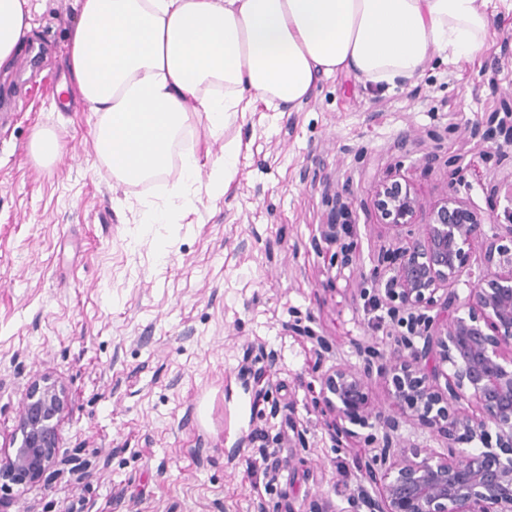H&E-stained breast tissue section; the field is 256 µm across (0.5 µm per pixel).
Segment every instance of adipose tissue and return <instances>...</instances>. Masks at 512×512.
I'll list each match as a JSON object with an SVG mask.
<instances>
[{
  "mask_svg": "<svg viewBox=\"0 0 512 512\" xmlns=\"http://www.w3.org/2000/svg\"><path fill=\"white\" fill-rule=\"evenodd\" d=\"M66 66L95 112V150L121 183L171 169L191 117L210 133L229 113L296 108L319 82L351 74L412 80L432 53H478L491 19L480 0H79ZM31 0H0V69L31 30Z\"/></svg>",
  "mask_w": 512,
  "mask_h": 512,
  "instance_id": "adipose-tissue-1",
  "label": "adipose tissue"
}]
</instances>
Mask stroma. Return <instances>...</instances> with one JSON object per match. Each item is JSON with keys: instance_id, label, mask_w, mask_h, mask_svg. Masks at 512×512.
Listing matches in <instances>:
<instances>
[{"instance_id": "stroma-1", "label": "stroma", "mask_w": 512, "mask_h": 512, "mask_svg": "<svg viewBox=\"0 0 512 512\" xmlns=\"http://www.w3.org/2000/svg\"><path fill=\"white\" fill-rule=\"evenodd\" d=\"M37 2L27 41L38 62L0 70V450L20 437L34 380L62 386L66 407L55 467L1 489L0 512H350L360 485L382 499L384 478L358 466L374 448L359 437L335 447L309 386L318 366L360 365L359 345L387 349L407 331L371 271L422 226L381 221L372 183L396 178L427 207L453 187L483 212L486 187L512 181V145L480 136L512 103V0H487L482 51L455 64L434 54L415 80L334 75L299 108L256 102L214 137L191 120L184 142L202 172L188 208L160 184L117 182L93 146L97 114L75 96L59 106L79 4ZM44 128L63 146L48 165L30 151ZM228 144L236 171L216 198L207 172ZM460 151L474 167L459 174L448 158ZM339 197L355 226L342 268L321 241ZM151 204L165 223H144ZM298 320L331 351L289 332ZM244 432L258 446L272 437L275 493L252 490ZM399 435L408 457L448 456L419 414Z\"/></svg>"}]
</instances>
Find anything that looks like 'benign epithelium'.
<instances>
[{
  "label": "benign epithelium",
  "instance_id": "benign-epithelium-1",
  "mask_svg": "<svg viewBox=\"0 0 512 512\" xmlns=\"http://www.w3.org/2000/svg\"><path fill=\"white\" fill-rule=\"evenodd\" d=\"M512 143V107L493 112L487 123ZM377 211L387 223L401 227L412 223L422 209L410 186L398 180L373 186ZM348 206L336 205L324 225L322 239L340 246L341 264L353 256L344 246L351 225L342 221ZM496 221L483 215L456 193L447 194L429 211L422 232L396 249L398 265L384 286L393 320L404 322L408 334L394 346L380 350L359 347L361 367H331L319 379L313 403L341 420L370 430L365 441L380 448L365 464L373 476L399 454L398 431L402 407L423 408L429 414L435 401L432 383L448 363L453 375L446 379L449 400L473 399L482 411L476 421L453 406L442 407L431 424L452 438L464 430L486 441L487 428L498 430V447L512 449V211L501 231L488 238L482 226ZM478 245L487 267L508 266L506 274H490L471 285L466 299L448 292L462 273L468 257L464 247ZM445 295L437 296L439 291ZM434 315L416 312L420 306ZM424 338L423 347L414 338ZM392 379L391 404L378 410L369 406L367 385L372 375ZM64 392L57 385L34 381L23 400L18 448L0 459L3 487L21 485L43 473L54 462L59 442L58 423L64 410ZM353 512L363 505L370 512H512V456L501 459L486 445L482 448H448V459L405 461L385 487L382 503L369 499L360 485L352 493Z\"/></svg>",
  "mask_w": 512,
  "mask_h": 512
}]
</instances>
